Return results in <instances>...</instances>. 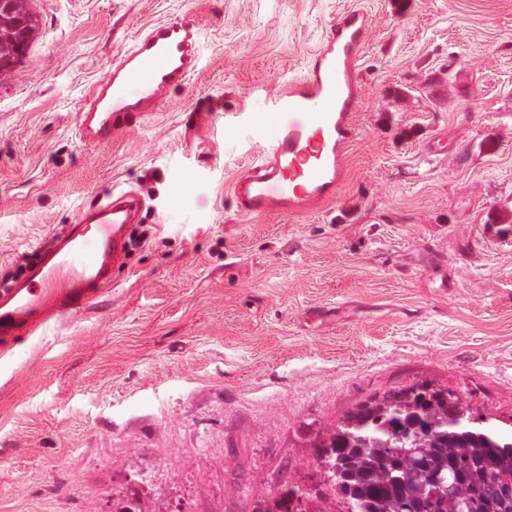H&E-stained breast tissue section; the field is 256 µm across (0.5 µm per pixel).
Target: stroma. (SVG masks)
Segmentation results:
<instances>
[{
  "label": "stroma",
  "instance_id": "1",
  "mask_svg": "<svg viewBox=\"0 0 512 512\" xmlns=\"http://www.w3.org/2000/svg\"><path fill=\"white\" fill-rule=\"evenodd\" d=\"M371 17L357 137L324 211L238 214L272 98L329 21ZM0 73V273L112 187L142 199L99 304L0 357V512H256L322 483L318 431L413 383L512 420V0H31ZM199 61L94 145L79 108L152 25Z\"/></svg>",
  "mask_w": 512,
  "mask_h": 512
}]
</instances>
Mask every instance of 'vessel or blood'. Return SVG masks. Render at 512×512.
<instances>
[{"instance_id":"vessel-or-blood-1","label":"vessel or blood","mask_w":512,"mask_h":512,"mask_svg":"<svg viewBox=\"0 0 512 512\" xmlns=\"http://www.w3.org/2000/svg\"><path fill=\"white\" fill-rule=\"evenodd\" d=\"M369 18L351 8L334 18L310 54L304 77L274 96L283 116L270 150L231 186L241 216L321 210L335 201L345 178L344 157L355 140L361 97L359 61ZM198 62L197 31L186 20L141 34L86 97L79 114L83 140L99 144L156 110ZM136 193L113 189L107 200L64 225L37 247L22 275L0 288V355L17 337L34 335L48 320L94 307L126 251L128 225L139 220Z\"/></svg>"}]
</instances>
